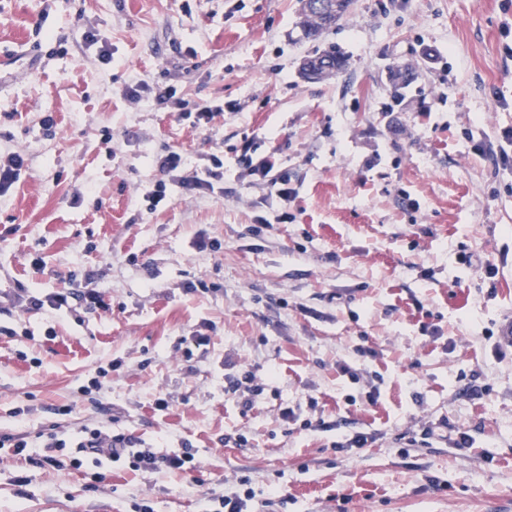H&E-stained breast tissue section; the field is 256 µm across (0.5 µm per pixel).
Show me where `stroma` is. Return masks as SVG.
I'll return each mask as SVG.
<instances>
[{
  "label": "stroma",
  "mask_w": 512,
  "mask_h": 512,
  "mask_svg": "<svg viewBox=\"0 0 512 512\" xmlns=\"http://www.w3.org/2000/svg\"><path fill=\"white\" fill-rule=\"evenodd\" d=\"M331 45L348 73L306 80L303 58ZM1 57L0 154H23L27 173L0 197V292L91 277L112 309L0 304L14 330L0 335V434L57 422L160 453L188 443L204 482L116 464L90 492L83 471L0 447V512H205L243 478L248 512H512V347L497 340L512 170L495 164L512 129V0H353L317 44L297 0H0ZM394 65L414 72L399 99ZM140 79L151 91L130 103ZM168 86L224 112L194 130L155 104ZM245 144L288 171L291 202L242 185ZM170 148L192 166L223 158L221 188L186 193L154 164ZM202 232L219 248L196 252ZM200 279L217 292H188ZM196 333L210 343L185 357ZM248 372L263 392L243 413L224 387ZM462 430L472 447H456ZM357 431L366 447L337 448Z\"/></svg>",
  "instance_id": "35a3bbf8"
}]
</instances>
